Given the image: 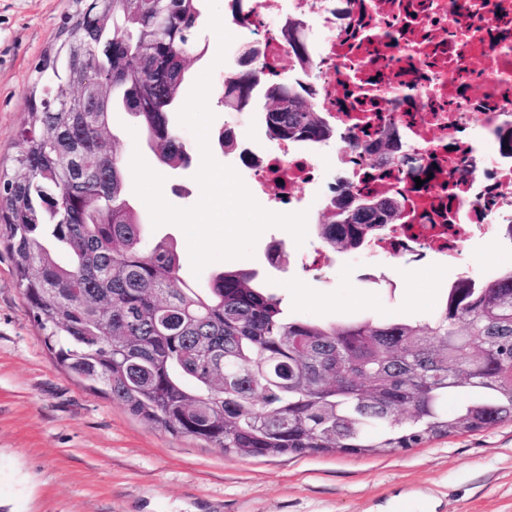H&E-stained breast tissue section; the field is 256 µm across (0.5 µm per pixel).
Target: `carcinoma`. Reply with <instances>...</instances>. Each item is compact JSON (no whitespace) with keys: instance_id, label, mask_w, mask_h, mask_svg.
<instances>
[{"instance_id":"carcinoma-1","label":"carcinoma","mask_w":512,"mask_h":512,"mask_svg":"<svg viewBox=\"0 0 512 512\" xmlns=\"http://www.w3.org/2000/svg\"><path fill=\"white\" fill-rule=\"evenodd\" d=\"M206 2H81L34 67L19 130L24 149L0 171V237L56 364L133 416L235 455L391 453L512 420V272L449 289L423 327L322 324L289 318L254 272L186 281L175 244L151 236L126 196L112 112L129 113L161 163L186 165L172 113L189 61L206 52ZM285 36L304 66L299 25ZM91 70L112 74L93 110L84 85ZM259 95L272 102L270 137L320 143L335 135L305 84L268 78L257 59L224 73L225 109L241 112ZM81 134L99 145L76 179L67 152ZM348 149L394 164L385 137ZM401 162L408 178H428L420 160ZM354 196L368 205L350 207ZM404 223L395 196L340 181L318 235L328 249L350 250ZM461 391L472 396L448 411Z\"/></svg>"}]
</instances>
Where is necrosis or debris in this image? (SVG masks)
Wrapping results in <instances>:
<instances>
[{"label":"necrosis or debris","mask_w":512,"mask_h":512,"mask_svg":"<svg viewBox=\"0 0 512 512\" xmlns=\"http://www.w3.org/2000/svg\"><path fill=\"white\" fill-rule=\"evenodd\" d=\"M247 2V22L225 29L260 46L266 76L284 78L283 30L299 23L313 103L337 132L365 141L391 134L434 173L419 189L395 167L346 169L362 191L395 195L408 218L370 240L369 250L402 264L445 259L460 251L465 223L487 231L512 224V196L503 193L512 185V154L501 147L512 131V0ZM243 153V184L254 196L274 185L277 203L290 206L296 187L318 180V160L285 143Z\"/></svg>","instance_id":"necrosis-or-debris-1"}]
</instances>
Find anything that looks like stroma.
Masks as SVG:
<instances>
[{
	"label": "stroma",
	"instance_id": "1",
	"mask_svg": "<svg viewBox=\"0 0 512 512\" xmlns=\"http://www.w3.org/2000/svg\"><path fill=\"white\" fill-rule=\"evenodd\" d=\"M75 0H0V167L12 168L22 145L17 130L27 112L34 67L55 43ZM202 36L206 55L189 62L183 95L209 74L211 131L229 114L221 102L224 69L214 63L220 40L211 27ZM235 126L236 144L200 146L186 125L177 130L193 161L188 169L163 166L145 139L129 130V117L112 116L115 150L140 155L163 179L164 200L194 207L202 195L197 174L203 152L232 166L237 146L266 136L262 106L248 109ZM341 168L321 160L315 185L302 187L306 245L320 247L318 197L329 194ZM291 251L294 236L271 226L251 255L208 263L206 272L253 270L260 287L282 300L285 313L321 323L341 318L393 320L422 325L437 311L460 266L477 276L512 269V240L472 227L460 265L438 262L402 268L393 285L369 281L383 258L357 262L353 251H327L325 276L291 261L272 263L275 246ZM360 305H351V297ZM512 512V421L435 438L389 454H290L254 458L176 437L132 416L107 395L70 378L55 364L28 312L7 246L0 241V512Z\"/></svg>",
	"mask_w": 512,
	"mask_h": 512
}]
</instances>
